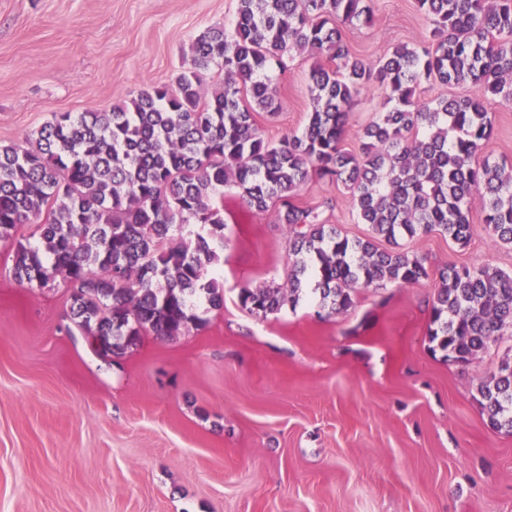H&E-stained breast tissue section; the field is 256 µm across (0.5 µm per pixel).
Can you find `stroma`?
I'll return each instance as SVG.
<instances>
[{"mask_svg": "<svg viewBox=\"0 0 512 512\" xmlns=\"http://www.w3.org/2000/svg\"><path fill=\"white\" fill-rule=\"evenodd\" d=\"M236 0H0V143L59 112L112 107L170 82L192 40L231 27ZM353 55L377 64L429 27L416 0H374L371 25L343 23ZM314 60L295 54L278 79L267 138L300 130ZM374 84L355 101L342 146L384 111ZM486 154L512 163V106L490 103ZM332 200L324 217L351 237L344 186L311 177L296 201ZM224 306L172 340L98 357L69 316L64 285L30 288L0 241V512H512V433L492 429L475 398L512 356V339L460 367L427 337L437 277L361 288L345 313L303 300L260 319L239 292L284 283L288 239L275 211L224 194ZM467 246L432 233L398 248L512 272V246L473 216Z\"/></svg>", "mask_w": 512, "mask_h": 512, "instance_id": "obj_1", "label": "stroma"}]
</instances>
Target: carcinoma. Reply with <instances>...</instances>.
Wrapping results in <instances>:
<instances>
[{"mask_svg":"<svg viewBox=\"0 0 512 512\" xmlns=\"http://www.w3.org/2000/svg\"><path fill=\"white\" fill-rule=\"evenodd\" d=\"M416 2L429 42L396 45L370 66L336 22L370 23L371 0H237L233 29L198 35L172 82L109 109L56 113L0 144V240L35 226V242L15 240V278L71 288V320L111 356L145 332L186 334L201 303L224 306L226 187L257 212L275 209L287 232V280L239 294L262 319L307 294L331 316L353 306L358 288L429 278L424 258L380 241L438 232L465 246L475 208L489 236L512 245V167L483 155L494 134L487 105H512V0ZM301 52L317 59L312 111L300 131L273 141L256 115L279 111L273 72ZM213 68L223 81L211 90ZM429 82L468 93L422 102L416 91ZM373 83L389 88L390 106L352 153L341 145L346 116ZM314 174L345 185L371 234L350 238L296 203ZM439 279L428 336L447 361L468 366L512 330V273L448 263ZM477 394L489 424L512 432V362L480 378Z\"/></svg>","mask_w":512,"mask_h":512,"instance_id":"cac0c4a2","label":"carcinoma"}]
</instances>
